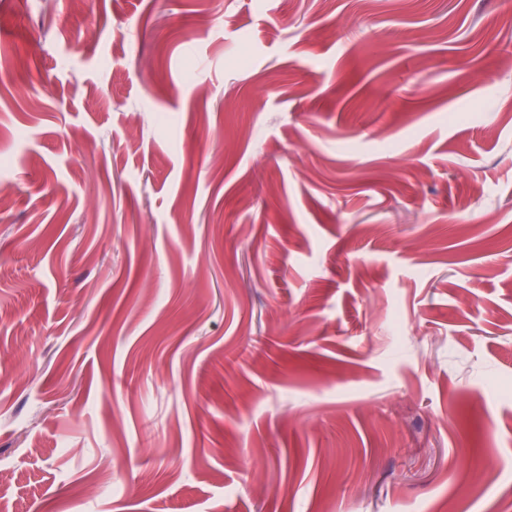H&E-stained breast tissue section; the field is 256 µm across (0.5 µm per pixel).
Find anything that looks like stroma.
I'll return each instance as SVG.
<instances>
[{
	"label": "stroma",
	"mask_w": 512,
	"mask_h": 512,
	"mask_svg": "<svg viewBox=\"0 0 512 512\" xmlns=\"http://www.w3.org/2000/svg\"><path fill=\"white\" fill-rule=\"evenodd\" d=\"M502 0H0V512H512Z\"/></svg>",
	"instance_id": "35a3bbf8"
}]
</instances>
